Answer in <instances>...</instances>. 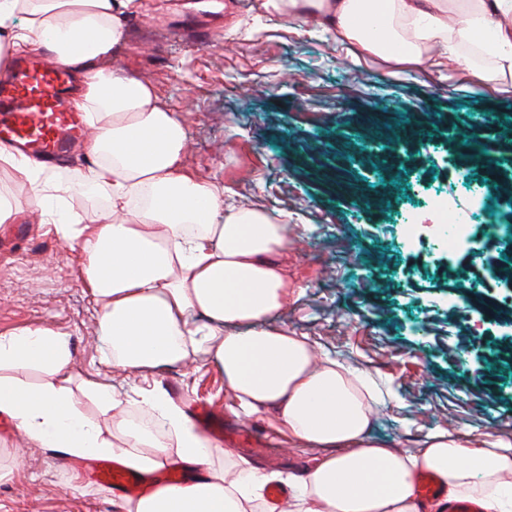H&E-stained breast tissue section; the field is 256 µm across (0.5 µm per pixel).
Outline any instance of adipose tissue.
<instances>
[{
    "instance_id": "adipose-tissue-1",
    "label": "adipose tissue",
    "mask_w": 512,
    "mask_h": 512,
    "mask_svg": "<svg viewBox=\"0 0 512 512\" xmlns=\"http://www.w3.org/2000/svg\"><path fill=\"white\" fill-rule=\"evenodd\" d=\"M283 20L348 43L354 61L374 56L392 75L464 66L470 88L512 80V0H263ZM142 0H0V73L21 52L43 51L79 74L75 103L90 128L92 161L71 191L106 193L103 221L49 210L62 186L52 167L0 146V168L28 187L26 201L0 193V224L39 210L64 241L86 254L83 285L93 298L113 366L132 373L214 357L236 415L274 410L281 438L324 454L288 478V512H418L416 479L428 473L449 497L512 512V441L474 448L440 429L415 451L371 436L388 395L371 376L329 357L310 337L270 324L288 303L280 262L288 217L227 201L225 187L183 165L186 132L151 82L113 67L127 18ZM203 323H193V315ZM14 367L39 370L29 385ZM98 411L89 416L81 407ZM152 431L125 418L110 384L75 375L65 335L47 326L0 336V414L30 444L69 459L112 458L150 473L170 457L201 469L190 484L135 499L120 512H263L272 475L215 466L208 442L184 411L153 389L138 402Z\"/></svg>"
}]
</instances>
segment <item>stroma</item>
<instances>
[{
	"label": "stroma",
	"mask_w": 512,
	"mask_h": 512,
	"mask_svg": "<svg viewBox=\"0 0 512 512\" xmlns=\"http://www.w3.org/2000/svg\"><path fill=\"white\" fill-rule=\"evenodd\" d=\"M150 81L187 134L183 159L235 202L288 217L281 260L293 294L272 317L393 394L376 408L373 436L412 451L445 428L471 445L512 431V280L485 251L512 238V91L467 94L458 75L428 69L410 80L381 59L353 64L335 38L268 14L262 0H143L117 54ZM484 187L471 244L438 249L430 198ZM80 246L34 223L0 231V335L49 326L66 334L71 367L100 374L135 413L143 385L181 408L209 405L232 420L216 365L175 364L148 378L104 363ZM0 425V512H117L86 461L52 448L14 456ZM216 464L300 475L318 448L286 454L213 444Z\"/></svg>",
	"instance_id": "1"
}]
</instances>
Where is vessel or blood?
<instances>
[{"label": "vessel or blood", "mask_w": 512, "mask_h": 512, "mask_svg": "<svg viewBox=\"0 0 512 512\" xmlns=\"http://www.w3.org/2000/svg\"><path fill=\"white\" fill-rule=\"evenodd\" d=\"M69 83L68 70L51 59L18 58L12 77L0 82V141L39 153L53 164L63 161L72 142L86 132L77 113L67 106ZM192 420L221 443H245L259 449L265 445L252 426L224 423L207 407H197ZM97 473L99 483L118 497L178 487L188 480L187 473L178 468L147 476L112 461L100 462ZM417 500L421 512L434 503L440 504L442 512H484L476 502L446 499L438 481L429 475L417 479Z\"/></svg>", "instance_id": "b4317fda"}]
</instances>
